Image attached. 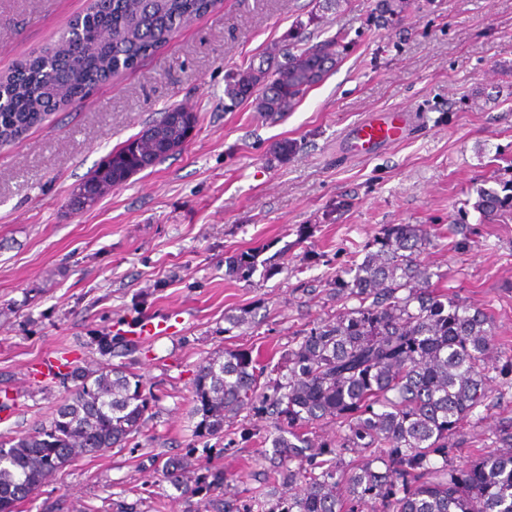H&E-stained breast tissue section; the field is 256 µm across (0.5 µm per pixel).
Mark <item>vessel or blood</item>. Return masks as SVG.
I'll list each match as a JSON object with an SVG mask.
<instances>
[{"mask_svg": "<svg viewBox=\"0 0 512 512\" xmlns=\"http://www.w3.org/2000/svg\"><path fill=\"white\" fill-rule=\"evenodd\" d=\"M414 121V115L408 111L372 114L350 126L346 139L356 156L370 158L381 145L403 139Z\"/></svg>", "mask_w": 512, "mask_h": 512, "instance_id": "vessel-or-blood-1", "label": "vessel or blood"}]
</instances>
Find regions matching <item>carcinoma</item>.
<instances>
[{
  "label": "carcinoma",
  "instance_id": "cac0c4a2",
  "mask_svg": "<svg viewBox=\"0 0 512 512\" xmlns=\"http://www.w3.org/2000/svg\"><path fill=\"white\" fill-rule=\"evenodd\" d=\"M222 2L91 0L52 47L0 79V143L135 68ZM337 45L330 38L288 49L274 72L240 74L227 95L255 98L258 112L285 113L336 63ZM194 123L190 108H168L77 183L84 198L97 204L101 184L121 185L179 151ZM477 207L495 217L512 210V194H487ZM433 238L420 225H383L355 252L362 259L327 281L336 300L356 304L301 330L270 373L242 350L226 349L199 366L192 381L195 434H222L224 421L244 409L268 413L276 430L273 477L303 484L260 512H512L511 452L448 468L449 439L486 399L493 322L433 286L434 273L420 260ZM225 265L226 276L248 279L257 253L229 256ZM90 344L104 367L87 373L62 362L66 371L57 379L73 383L67 401L31 431L0 438V512H18L49 473L77 457L118 447L142 431L153 397L141 375L112 364L118 354L133 355L136 342L104 330ZM321 422L336 425V441L314 443L312 429ZM339 448L371 449L373 459L346 471ZM303 459L309 467H291ZM162 472L201 496L204 509L240 512L235 499L221 496L224 471L190 476L180 461L168 460Z\"/></svg>",
  "mask_w": 512,
  "mask_h": 512
}]
</instances>
